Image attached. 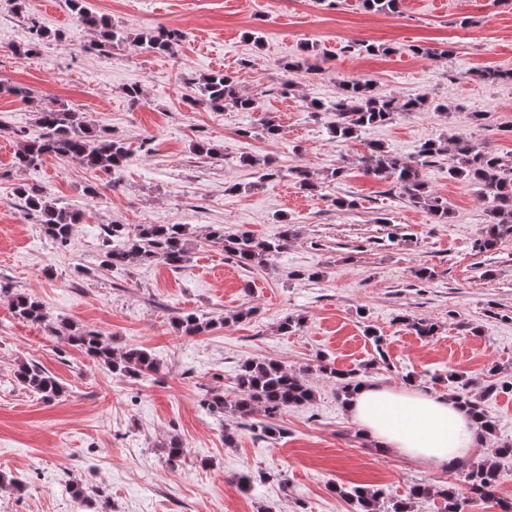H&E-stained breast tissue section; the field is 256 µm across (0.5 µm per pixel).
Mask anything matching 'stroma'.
Returning a JSON list of instances; mask_svg holds the SVG:
<instances>
[{
    "mask_svg": "<svg viewBox=\"0 0 512 512\" xmlns=\"http://www.w3.org/2000/svg\"><path fill=\"white\" fill-rule=\"evenodd\" d=\"M135 35L163 27L182 33L168 54L127 43L91 49L94 32L75 31L65 0H0V83L29 87L33 99L0 93V280L39 298L49 312L102 334L115 350H150L160 370L134 381L114 374L43 326L11 313L0 294V471L16 478L0 488V512H350L337 487L365 486L406 497L417 484L448 485L466 498L460 471L376 447L359 433L336 396V381L319 362L401 386L406 374L431 395L457 382L482 394L496 422L470 455L483 460L512 441V238L495 249L475 244L486 228L476 186L450 178L447 164L427 171L451 216L434 223L421 208L390 194L359 162L371 141L408 156L427 140L463 133L512 160V81L486 83L483 68L512 69V0H405L400 13L377 14L362 0H85ZM62 31L31 58L18 56L31 21ZM363 43L377 53L360 52ZM312 47L323 71L287 74L282 65ZM438 47L433 60L416 47ZM224 71L256 98L253 112H215L185 96L200 75ZM372 81L382 95L448 101L449 114L418 110L343 141L329 127L341 82ZM291 88H284V81ZM142 89L139 102L125 90ZM321 102L313 111L312 102ZM66 105L93 128H107L133 151L116 177L50 156L18 168L20 144L40 133L36 111ZM486 115L475 125L471 115ZM281 133L268 138L264 118ZM250 136H240V129ZM206 141L223 151H196ZM273 160L279 174L262 178L254 159ZM345 166L343 177L331 172ZM313 170L315 191L299 189L298 167ZM40 187L57 205L79 212L67 246L46 238L15 194ZM98 190L90 196L88 187ZM295 203H286L285 193ZM355 200L337 210L334 201ZM296 236L266 268L245 270L216 244L208 227L270 239L279 217ZM187 224L201 244L188 261L97 272L107 224ZM432 277L416 278L419 268ZM304 279H295V272ZM193 312L219 319L200 336L176 331L172 318ZM301 318L290 334L285 316ZM435 323L424 339L412 319ZM381 336L374 343L367 329ZM376 335V336H377ZM267 358L301 371L312 404L277 420L281 437H266V419L242 422L203 407L211 390L231 393L241 365ZM42 366L63 385L51 402L19 386L20 362ZM238 433L233 445L225 429ZM187 450L181 466L166 462L171 438ZM495 500H467L464 512H512V458L502 460ZM257 477L241 493L233 477ZM100 488L75 499L72 481Z\"/></svg>",
    "mask_w": 512,
    "mask_h": 512,
    "instance_id": "35a3bbf8",
    "label": "stroma"
}]
</instances>
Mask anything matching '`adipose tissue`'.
<instances>
[{
  "label": "adipose tissue",
  "mask_w": 512,
  "mask_h": 512,
  "mask_svg": "<svg viewBox=\"0 0 512 512\" xmlns=\"http://www.w3.org/2000/svg\"><path fill=\"white\" fill-rule=\"evenodd\" d=\"M348 410L379 447L443 468L467 457L481 435L477 422L455 398L415 389L366 381L357 388Z\"/></svg>",
  "instance_id": "ef3b65f1"
}]
</instances>
